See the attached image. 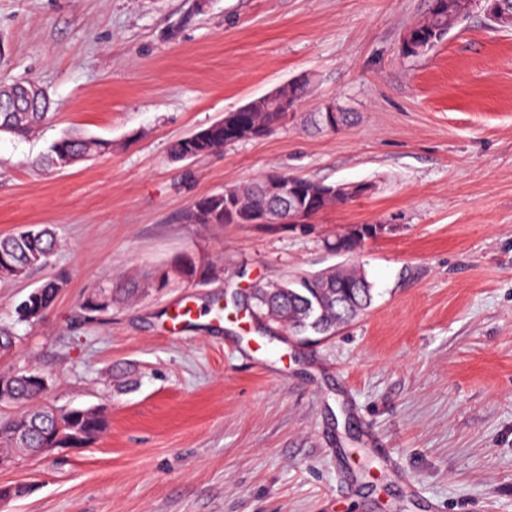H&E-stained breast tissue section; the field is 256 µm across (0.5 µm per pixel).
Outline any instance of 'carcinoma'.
<instances>
[{"label":"carcinoma","mask_w":512,"mask_h":512,"mask_svg":"<svg viewBox=\"0 0 512 512\" xmlns=\"http://www.w3.org/2000/svg\"><path fill=\"white\" fill-rule=\"evenodd\" d=\"M467 0H429L425 17L405 33L402 52L418 56L432 49L458 23L470 16ZM306 85L282 90L288 101L286 108H274L254 100L248 112L224 113V119L176 141L171 156L176 161L196 160L209 156L219 148L251 138L266 136L281 125L292 112L291 106L304 97ZM6 99L0 100V133L25 139L51 117L50 99L45 94L29 103L19 100L21 111H4ZM112 149L106 140L71 131L54 141L38 163L54 170H66L90 157ZM284 178L296 186L312 217L332 203H346L353 194H338L336 184L286 174ZM231 199L213 194L196 201L186 219L191 224H224V216H237L254 209L280 207L265 191L264 181L234 185ZM369 235L348 233L330 245L349 253ZM57 247L55 231L47 224H32L12 234L0 236V276L22 278L47 264ZM197 273L194 258L189 255L155 277L154 287L165 288L171 278L192 280ZM66 280L55 277L37 287L15 309L17 321L34 324L56 302ZM128 296L138 291L135 285L114 290L101 288L84 298L82 308L88 315H97L112 304V293ZM256 316L288 329L294 336H327L344 324L364 315L372 305L373 294L364 271L347 264L337 270L294 275L271 287H261L252 297ZM46 389L33 374L19 370L4 377L0 388V404L18 405L20 409L0 415V448L14 449L19 458L30 448H82L102 435L109 427L107 410L103 407L68 408L58 416L46 414L50 404L45 401Z\"/></svg>","instance_id":"cac0c4a2"}]
</instances>
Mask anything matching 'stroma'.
Returning a JSON list of instances; mask_svg holds the SVG:
<instances>
[{
    "label": "stroma",
    "instance_id": "stroma-1",
    "mask_svg": "<svg viewBox=\"0 0 512 512\" xmlns=\"http://www.w3.org/2000/svg\"><path fill=\"white\" fill-rule=\"evenodd\" d=\"M428 0H0V79L56 116L0 135V235L51 224L48 265L0 279L17 336L0 374H46L48 403L106 408L84 448L0 465L27 495L0 512H512V26L474 11L433 50L400 52ZM308 78L269 135L195 161L173 143ZM350 127L312 129L328 100ZM74 130L109 153L57 172ZM272 173L374 184L307 224H190L191 204ZM349 255L369 312L320 342L270 338L214 298ZM192 281L155 291L184 255ZM68 278L36 324L16 305ZM137 282L87 319L98 287ZM195 314L172 334L170 310ZM392 466H385L384 456ZM419 486L406 498L402 482Z\"/></svg>",
    "mask_w": 512,
    "mask_h": 512
}]
</instances>
